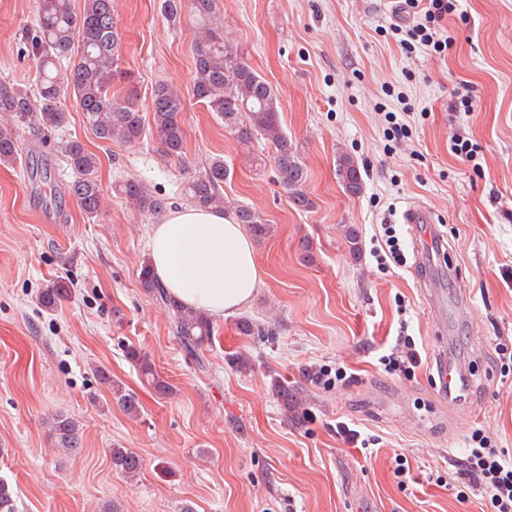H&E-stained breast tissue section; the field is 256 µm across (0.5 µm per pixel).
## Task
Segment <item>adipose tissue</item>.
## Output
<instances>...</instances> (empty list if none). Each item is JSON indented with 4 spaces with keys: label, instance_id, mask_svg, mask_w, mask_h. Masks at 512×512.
Listing matches in <instances>:
<instances>
[{
    "label": "adipose tissue",
    "instance_id": "ef3b65f1",
    "mask_svg": "<svg viewBox=\"0 0 512 512\" xmlns=\"http://www.w3.org/2000/svg\"><path fill=\"white\" fill-rule=\"evenodd\" d=\"M148 249L161 286L178 303L215 317L244 311L264 270L242 225L224 212L181 205L152 225Z\"/></svg>",
    "mask_w": 512,
    "mask_h": 512
}]
</instances>
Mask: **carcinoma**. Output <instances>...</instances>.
<instances>
[{
	"label": "carcinoma",
	"mask_w": 512,
	"mask_h": 512,
	"mask_svg": "<svg viewBox=\"0 0 512 512\" xmlns=\"http://www.w3.org/2000/svg\"><path fill=\"white\" fill-rule=\"evenodd\" d=\"M161 8L172 23L181 20L183 12L197 25L194 45L195 63L193 95L224 121V128L237 142L248 145L258 137L273 149L272 163L277 182L288 193L298 210L313 207L306 188V170L295 144L283 131L280 101L273 86L243 58L238 48L215 22L216 0H162ZM31 38L33 54L40 63L36 88H21L0 82V113L10 116L14 124L0 126V164L13 165L20 156L18 130L36 125L60 129L66 125L67 111L61 105L58 68L69 66L68 85L92 133L96 138L132 144L145 133L158 144L166 157H179L184 149V130L179 115L185 100L178 88L159 83L152 90L149 109L152 122L144 129L132 92L114 89L119 73V37L112 13V0H84L83 9L75 12L72 0H36V13ZM80 44H75V37ZM67 163L74 172L68 193L88 217L96 216L102 206V189L98 180L99 158L78 140L64 145ZM338 172L351 194L362 190L358 163L348 154L338 159ZM228 168L224 159L216 157L204 171L187 184L192 204L220 210L237 224L243 225L258 240L267 236L271 227L255 211L244 205L230 206L224 199V181ZM122 192L139 211L153 216L165 212L167 202L158 197L141 180L128 179ZM141 287L171 309V332L192 355H199L203 345L213 336L210 316L178 305L159 285L150 266L140 273ZM69 296V284L59 279L38 294V303L54 311ZM239 330L246 336H271L269 327L251 319L239 321ZM146 383L163 395L170 384L157 372L150 358L136 349L129 352ZM109 384L116 403L126 413H139L136 394L112 380ZM49 433L54 445L76 455L83 448L78 422L69 414L57 413L49 419ZM112 467L126 477H134L143 469V460L128 448L111 450ZM0 512H18L17 494L13 486L0 479Z\"/></svg>",
	"instance_id": "carcinoma-1"
}]
</instances>
